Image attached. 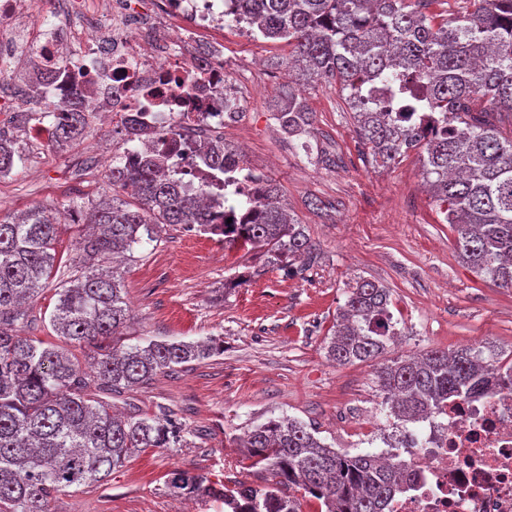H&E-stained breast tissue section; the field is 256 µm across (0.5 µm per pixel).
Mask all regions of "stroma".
Segmentation results:
<instances>
[{"label": "stroma", "mask_w": 512, "mask_h": 512, "mask_svg": "<svg viewBox=\"0 0 512 512\" xmlns=\"http://www.w3.org/2000/svg\"><path fill=\"white\" fill-rule=\"evenodd\" d=\"M192 44L198 54L223 47L245 100L224 139L244 147L248 166L277 183L313 249L277 268L261 252L225 247L193 226L163 224L156 241L125 253L119 274L131 310L127 338L214 337L224 350L130 394L139 413L155 414L163 404L178 414L180 447L135 454L109 481L58 495L51 512H224L220 503L168 495L166 474L180 468L228 485L262 484L236 439L271 419L301 421L336 449L378 454L394 422L379 363L467 346L512 361V289L463 262L455 230L424 187L419 151L390 167L375 165L337 85L320 81L303 91L316 114L313 132L304 141L287 138L271 113L291 81L286 41L246 39L227 26L196 31ZM12 134L23 160L0 178L1 218L34 206L64 213L78 202L132 201L131 191L112 190L102 166L126 145L112 124L91 119L82 141L66 147L33 138L26 125ZM315 197L321 208L310 206ZM82 234L72 221L62 224L57 265L20 335L58 343L50 324L55 288L83 270ZM361 278L389 288L401 336L379 360L339 365L326 345L349 284Z\"/></svg>", "instance_id": "35a3bbf8"}]
</instances>
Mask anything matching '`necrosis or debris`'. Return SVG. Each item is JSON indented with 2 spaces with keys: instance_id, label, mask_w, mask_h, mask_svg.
Wrapping results in <instances>:
<instances>
[{
  "instance_id": "necrosis-or-debris-1",
  "label": "necrosis or debris",
  "mask_w": 512,
  "mask_h": 512,
  "mask_svg": "<svg viewBox=\"0 0 512 512\" xmlns=\"http://www.w3.org/2000/svg\"><path fill=\"white\" fill-rule=\"evenodd\" d=\"M41 0H0V58L27 48L44 73L55 74L52 99L61 102L74 90L110 112L119 126L137 122L156 141L169 145L170 169L190 195L204 204L224 199L221 183L232 178L252 201L253 180L240 169L218 172L202 155L201 141L187 129L223 131L224 103L236 95L223 55L198 62L187 54L186 39L163 30L137 28L136 18L161 12L187 17L193 24L220 28L235 18L246 37H254L249 18L236 13L234 0H113L106 25L84 37L81 58L67 45L70 31L58 24L32 35L23 20ZM390 457L412 473L388 501L387 512H512V387H495L485 396L449 402L442 412L405 430Z\"/></svg>"
}]
</instances>
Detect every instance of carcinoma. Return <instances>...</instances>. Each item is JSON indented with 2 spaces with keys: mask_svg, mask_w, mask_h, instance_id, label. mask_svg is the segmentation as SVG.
Wrapping results in <instances>:
<instances>
[{
  "mask_svg": "<svg viewBox=\"0 0 512 512\" xmlns=\"http://www.w3.org/2000/svg\"><path fill=\"white\" fill-rule=\"evenodd\" d=\"M265 39L292 44L306 81H334L353 112L359 136L381 167L411 149L422 150V175L457 248L478 275L512 288V137L470 100L486 99L497 114H512V0H458L456 14L436 21L425 12L445 0H238ZM426 99L437 117L430 136L418 123L402 125L366 104L365 87L379 76ZM288 137L309 135L315 113L292 90L273 112ZM55 118L59 146L80 141L91 113L76 91L53 112H20L16 120ZM206 159L224 171L234 154L224 139L211 140ZM22 156L0 133V175ZM106 178L114 188H134L136 201L79 207L92 226L81 238L93 260H110L153 241L159 224H195L224 241L291 264L311 252L310 238L280 203L279 190L263 179V204L245 224H226L224 214L185 193L164 172L155 153L135 164L112 162ZM60 220L34 207L13 221L0 220V512H49L53 494L107 480L135 453L177 448L183 426L174 413L112 411V397L150 381L157 373L218 353L213 339L124 342L127 313L115 267L69 277L57 289L50 323L65 343L87 350L89 368L69 350L22 338L19 306L43 289L57 263ZM384 286L359 279L351 286L327 344L340 365L365 362L395 342V325ZM378 381L390 415L402 427L440 411L448 401L480 397L492 386L512 385V363L493 365L476 347L431 350L396 358L380 367ZM246 459L265 472V485L229 488L205 473L174 469L165 487L175 496L224 504V512H301L296 493L319 502L320 512H384L404 474L403 464L383 463L373 453L350 455L322 443L297 420H271L243 440Z\"/></svg>",
  "mask_w": 512,
  "mask_h": 512,
  "instance_id": "cac0c4a2",
  "label": "carcinoma"
}]
</instances>
